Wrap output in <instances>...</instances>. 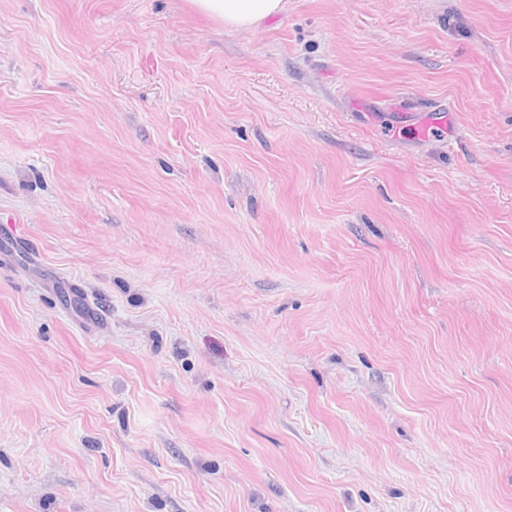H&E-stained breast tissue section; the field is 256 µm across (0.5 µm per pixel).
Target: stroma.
Returning <instances> with one entry per match:
<instances>
[{"mask_svg": "<svg viewBox=\"0 0 512 512\" xmlns=\"http://www.w3.org/2000/svg\"><path fill=\"white\" fill-rule=\"evenodd\" d=\"M0 512H512V0H0ZM198 12L222 24L224 30L238 31L258 27L266 19L280 14L283 0H189Z\"/></svg>", "mask_w": 512, "mask_h": 512, "instance_id": "obj_1", "label": "stroma"}]
</instances>
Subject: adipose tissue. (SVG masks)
<instances>
[{"label": "adipose tissue", "instance_id": "ef3b65f1", "mask_svg": "<svg viewBox=\"0 0 512 512\" xmlns=\"http://www.w3.org/2000/svg\"><path fill=\"white\" fill-rule=\"evenodd\" d=\"M190 3L228 31L256 28L285 8L284 0H190Z\"/></svg>", "mask_w": 512, "mask_h": 512}]
</instances>
